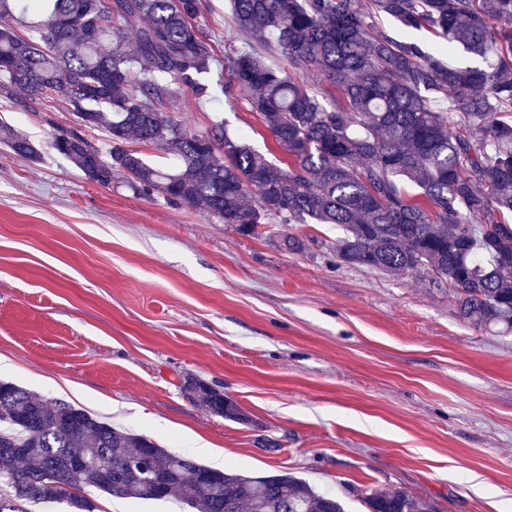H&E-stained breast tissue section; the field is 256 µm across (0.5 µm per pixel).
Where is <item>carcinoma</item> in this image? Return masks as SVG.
<instances>
[{"instance_id":"carcinoma-1","label":"carcinoma","mask_w":512,"mask_h":512,"mask_svg":"<svg viewBox=\"0 0 512 512\" xmlns=\"http://www.w3.org/2000/svg\"><path fill=\"white\" fill-rule=\"evenodd\" d=\"M249 48L224 47V95L250 90L287 167L269 162L216 121L190 132L166 111L170 82L208 93L215 61L200 25L201 0H0L4 87L38 100L60 93L77 132L53 147L102 185L115 175L143 195L207 210L251 233L260 224H335L333 251L348 265L416 273L453 294L457 315L512 334V0H230ZM387 15L442 39L427 51L374 29ZM39 38L18 34L17 25ZM486 66L457 67L458 49ZM313 69L304 84L268 63ZM341 100L327 107L326 100ZM0 143L36 158L0 123ZM178 165L150 164L134 144ZM257 197L249 203L250 194ZM184 394L221 418L250 423L238 404L195 381ZM118 498H174L192 512H344L341 502L290 473L220 471L117 429L70 402H48L0 381V512H95L84 487ZM369 512H432L401 488L363 496Z\"/></svg>"}]
</instances>
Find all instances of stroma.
I'll return each mask as SVG.
<instances>
[{"label":"stroma","instance_id":"stroma-1","mask_svg":"<svg viewBox=\"0 0 512 512\" xmlns=\"http://www.w3.org/2000/svg\"><path fill=\"white\" fill-rule=\"evenodd\" d=\"M168 112L214 121L277 166L288 157L248 93L173 82ZM38 158L0 144V380L65 400L176 454L288 472L366 512L399 487L434 512H512V335L464 323L417 274L340 263L333 224L249 235L200 209L89 179L52 147L63 96L0 94ZM284 235L302 240L289 251ZM199 379L250 417L185 396Z\"/></svg>","mask_w":512,"mask_h":512}]
</instances>
